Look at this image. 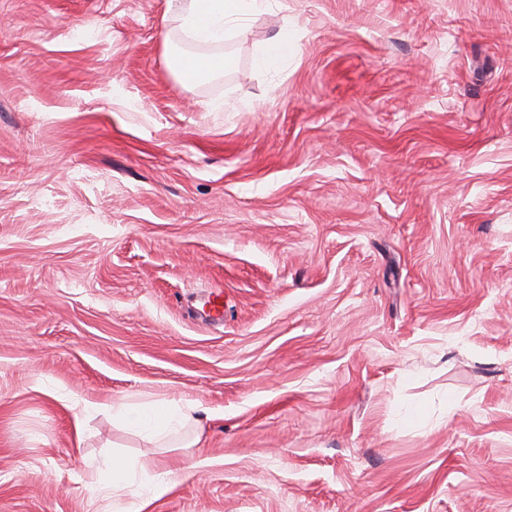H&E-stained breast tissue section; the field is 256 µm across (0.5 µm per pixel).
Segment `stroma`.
Listing matches in <instances>:
<instances>
[{
	"label": "stroma",
	"mask_w": 512,
	"mask_h": 512,
	"mask_svg": "<svg viewBox=\"0 0 512 512\" xmlns=\"http://www.w3.org/2000/svg\"><path fill=\"white\" fill-rule=\"evenodd\" d=\"M168 7L0 0V512H512V0H269L192 87ZM294 52V47L288 42V36L280 34L271 39L260 50L257 63L263 67H270L288 59ZM168 65L175 77L183 84L192 86L203 78L223 74L227 67L224 53L205 55L172 51L168 55ZM191 405L171 408L164 402H154L145 408L121 410V421L132 427L146 432L158 442L164 441L168 432L176 426L184 427L192 423ZM136 472L134 467L131 466L126 460L120 458H112L108 467V484L102 485L103 487L112 486L119 487L129 483L135 476ZM139 472L143 477V486L147 499H157L168 492L173 482L174 471L160 470L156 463L140 464Z\"/></svg>",
	"instance_id": "35a3bbf8"
}]
</instances>
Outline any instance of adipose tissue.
<instances>
[{"label":"adipose tissue","instance_id":"1","mask_svg":"<svg viewBox=\"0 0 512 512\" xmlns=\"http://www.w3.org/2000/svg\"><path fill=\"white\" fill-rule=\"evenodd\" d=\"M267 0H175L171 5L170 20L186 38L200 44L223 43L229 33H242L249 16L263 11ZM168 65L175 77L191 86L203 78L223 73L227 66L224 54H196L186 51L170 52ZM191 406L169 407L155 402L147 407L120 411L121 421L146 432L158 442L164 441L175 427L192 423ZM142 475L146 496L156 499L166 494L173 481L174 472L160 469L150 463L131 466L126 460L112 459L108 467V484L119 487L129 483L135 475Z\"/></svg>","mask_w":512,"mask_h":512}]
</instances>
